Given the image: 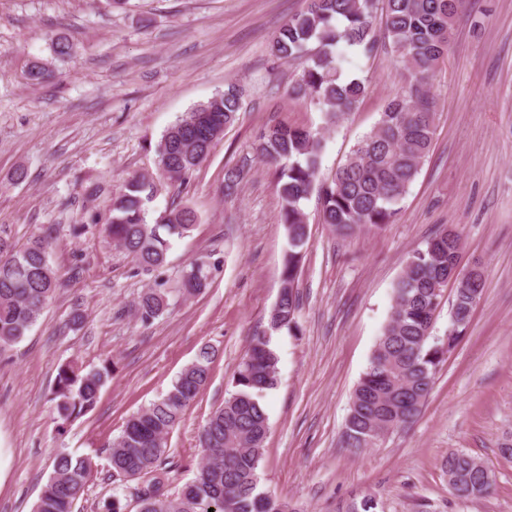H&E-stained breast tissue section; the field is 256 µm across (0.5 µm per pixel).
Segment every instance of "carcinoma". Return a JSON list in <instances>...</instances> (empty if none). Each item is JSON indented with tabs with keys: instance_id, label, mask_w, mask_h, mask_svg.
<instances>
[{
	"instance_id": "cac0c4a2",
	"label": "carcinoma",
	"mask_w": 512,
	"mask_h": 512,
	"mask_svg": "<svg viewBox=\"0 0 512 512\" xmlns=\"http://www.w3.org/2000/svg\"><path fill=\"white\" fill-rule=\"evenodd\" d=\"M304 2V9L278 28L270 44L272 56L300 69L288 87L291 99L314 103L324 112L328 128L339 127L367 92L365 80L344 77L347 54L356 51L369 57L382 41L406 72L407 86L388 99L373 129L327 179L319 178L324 150L321 133L275 124L258 135L254 150L262 162L275 168L288 237L268 332L252 337L235 372L233 390L202 427L203 457L196 474L176 491L167 489L169 477L163 468L168 436L208 383L213 347H202L172 380L166 394L130 416L108 444L112 474L138 481L139 512H299L287 498L259 489L258 470L269 429L263 398L278 384L272 334L296 327L300 310L298 272L309 239L303 204L317 194L320 220L338 236L379 230L393 222L431 152L437 131L432 78L448 57L455 18L467 0ZM52 74L51 63L35 61L27 79L38 85ZM242 106V89L229 84L192 108L167 128L157 144V174L132 176L112 198L107 235L137 267H163L171 240L190 232L198 221L190 207L175 205L149 223L147 205L156 195V180L181 183L189 179L235 122ZM242 178L239 168L225 171V196L235 192ZM51 240L48 230L19 247L0 230L1 347L22 340L64 287L50 262ZM461 250L460 234L442 225L409 253L393 287L391 316L354 390L342 447L375 448L418 415L445 361L440 344L433 341L440 288L455 283L448 324L451 343L466 331L483 295L485 270L481 265L461 278L454 277ZM209 284V265L192 261L181 275L177 293L189 298ZM169 306L166 290L148 288L134 311L146 326ZM111 375L110 364L87 373L74 362L62 364L51 398L59 426L92 411ZM94 468L90 456L59 454L34 512H74ZM442 469L448 487L459 498H484L496 482L491 469L464 451L448 453Z\"/></svg>"
}]
</instances>
